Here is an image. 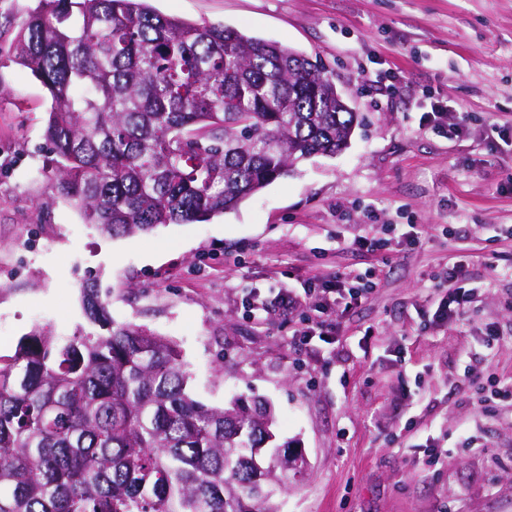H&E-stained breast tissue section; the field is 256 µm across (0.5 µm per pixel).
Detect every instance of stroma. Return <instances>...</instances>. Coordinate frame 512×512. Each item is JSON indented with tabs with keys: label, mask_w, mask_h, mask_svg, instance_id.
<instances>
[{
	"label": "stroma",
	"mask_w": 512,
	"mask_h": 512,
	"mask_svg": "<svg viewBox=\"0 0 512 512\" xmlns=\"http://www.w3.org/2000/svg\"><path fill=\"white\" fill-rule=\"evenodd\" d=\"M36 4L0 0V357L38 325L92 332L91 280L178 346L196 399L272 405L308 462L281 512H512V0H150L321 61L359 123L236 210L117 238L39 175L49 98L9 59ZM434 101L460 135L424 128ZM344 274L375 288L300 339L310 307L280 314L277 289Z\"/></svg>",
	"instance_id": "35a3bbf8"
}]
</instances>
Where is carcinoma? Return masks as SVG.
<instances>
[{"instance_id": "cac0c4a2", "label": "carcinoma", "mask_w": 512, "mask_h": 512, "mask_svg": "<svg viewBox=\"0 0 512 512\" xmlns=\"http://www.w3.org/2000/svg\"><path fill=\"white\" fill-rule=\"evenodd\" d=\"M11 57L49 94L42 175L114 237L234 210L358 124L318 62L146 0H38ZM81 300L98 333L36 327L0 359V512H279L247 464L287 487L272 406L194 399L172 341Z\"/></svg>"}]
</instances>
